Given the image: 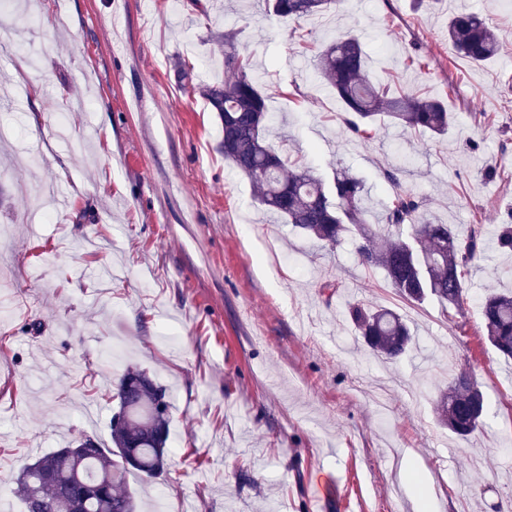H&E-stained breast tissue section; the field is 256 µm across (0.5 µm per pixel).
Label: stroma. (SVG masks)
Here are the masks:
<instances>
[{
  "label": "stroma",
  "mask_w": 512,
  "mask_h": 512,
  "mask_svg": "<svg viewBox=\"0 0 512 512\" xmlns=\"http://www.w3.org/2000/svg\"><path fill=\"white\" fill-rule=\"evenodd\" d=\"M7 0L0 5V502L24 512L21 467L90 436L111 444L127 367L166 391L165 474L127 476L138 512H500L512 502V360L483 334L479 300L512 289V256L473 268L464 318L409 304L351 247L328 253L255 202L225 162L221 121L199 93L237 30L273 116L268 138L324 179L366 187L368 223L393 196L421 214L494 233L512 216V7L503 0H342L323 17L262 0ZM487 18L496 56L474 65L446 40L449 15ZM378 81L418 87L457 121L417 133L378 121L348 135L314 56L343 32ZM193 65L183 86L178 61ZM499 165L504 180L481 172ZM338 283L326 296L325 281ZM397 309L414 332L400 362L372 355L352 302ZM470 366L487 394L483 433L441 425L449 378Z\"/></svg>",
  "instance_id": "35a3bbf8"
}]
</instances>
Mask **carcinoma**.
I'll list each match as a JSON object with an SVG mask.
<instances>
[{
    "instance_id": "cac0c4a2",
    "label": "carcinoma",
    "mask_w": 512,
    "mask_h": 512,
    "mask_svg": "<svg viewBox=\"0 0 512 512\" xmlns=\"http://www.w3.org/2000/svg\"><path fill=\"white\" fill-rule=\"evenodd\" d=\"M274 15L299 20L323 13L340 0H268ZM224 43L222 83L205 84L202 94L223 126L220 150L224 161L257 188L256 201L268 212L323 246L334 249L350 240L359 263L381 268L391 288L403 300L421 304L436 299L447 313H463L468 299L470 270L484 257L483 225L465 232L451 224H432L421 218L420 202L399 190L385 207L382 233L366 231L360 206L364 184L356 175L339 169L332 188L307 167L290 165L268 142L272 120L266 97L252 71L250 57L237 50V32L215 36ZM448 42L461 57L483 62L493 57L498 42L481 16L459 11L448 18ZM316 68L345 106V130L360 138L369 136L378 119L387 117L413 130L444 135L453 123L448 107L418 91L392 92L373 82L367 73V55L352 35L326 45ZM484 333L499 355L512 358V291L491 292L480 303ZM347 320L364 345L387 360L403 357L412 343L404 317L391 308L349 304ZM148 374L129 367L119 380V409L112 417V447L95 444L84 450L82 442L53 449L27 464L18 478L17 495L35 512H56L75 500L81 512H135L132 495L124 488L126 475L135 470L147 478L167 471L169 415L157 410L165 389L144 383ZM441 422L466 439L485 424L486 393L473 373L461 368L448 383L440 403ZM101 485L94 495H83L87 485Z\"/></svg>"
}]
</instances>
